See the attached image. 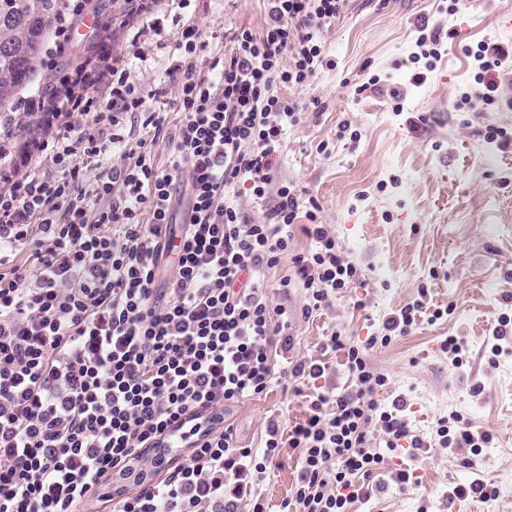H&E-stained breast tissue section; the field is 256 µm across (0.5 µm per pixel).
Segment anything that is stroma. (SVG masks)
Wrapping results in <instances>:
<instances>
[{
  "mask_svg": "<svg viewBox=\"0 0 512 512\" xmlns=\"http://www.w3.org/2000/svg\"><path fill=\"white\" fill-rule=\"evenodd\" d=\"M159 16L136 18L126 0H86L69 14V40L60 67L75 68L93 49L98 33L112 37V58L123 66L147 107L180 122L179 85L167 69L186 28L198 30L209 49L200 57V77L218 80L216 59L231 50L235 30L264 28L262 0H161ZM443 29L441 58L421 83H414L417 21ZM512 44V0H349L324 32L325 59L296 99L305 108L289 127L277 154V180L299 199L301 216L317 212L344 256L360 271L358 281L310 315L302 310L310 293L278 290L294 275L296 254L310 239L296 233L289 254L266 272L272 306L292 315L289 346L273 354L277 381L256 398L227 407L242 445L259 450L268 420L281 428L306 416L307 397L351 384L344 349L329 347L332 333L343 340L378 335L388 317L405 304H423L418 323L370 354L386 377L378 397L398 412L412 434L429 438L439 419L457 415L492 441L479 456L438 448L412 457L408 447L390 455L394 468H409L412 485L389 484L387 492L357 512H512V340L492 354V332L500 315L512 316V70L489 77L498 84L490 106L463 103L477 87L473 57L480 43ZM377 85H370V78ZM59 80L41 59L32 81L16 92L15 120L4 145L40 138L27 105ZM399 92L403 112L393 110ZM350 126L357 139L339 138ZM503 131L507 144L489 141ZM462 338L467 357L451 363L440 344ZM323 357L318 378L293 376L289 361ZM299 464L285 450L266 471L253 474L251 491L267 512H284L298 480ZM492 480L494 500H449L453 487Z\"/></svg>",
  "mask_w": 512,
  "mask_h": 512,
  "instance_id": "obj_1",
  "label": "stroma"
}]
</instances>
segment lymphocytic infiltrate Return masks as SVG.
Wrapping results in <instances>:
<instances>
[{"label":"lymphocytic infiltrate","instance_id":"f902f5d3","mask_svg":"<svg viewBox=\"0 0 512 512\" xmlns=\"http://www.w3.org/2000/svg\"><path fill=\"white\" fill-rule=\"evenodd\" d=\"M265 3L262 35L234 33L215 83L197 74L206 42L185 29L168 69L185 112L175 128L146 108L102 46L38 101L55 171L0 183V512H77L104 475L139 460L195 410L271 386L275 338L291 321L271 309L264 274L290 250L300 206L277 184L274 159L303 111L288 91L322 66V32L347 0ZM101 86L106 97L94 96ZM133 114L165 135L168 166L143 145L92 189L80 187L74 156L123 148L120 128ZM241 182L259 199L275 193L264 221L244 220L233 199ZM304 231L314 246L279 286L311 290L318 308L360 272L324 225ZM419 309L404 305L382 334L350 344V389L316 394L289 433L270 422L262 458L237 444L233 427L207 432L167 469L165 492L142 490L115 512H206L218 498L238 512L252 471L285 448L301 461L295 512H350L384 492L378 474L400 441L477 453L488 432L442 421L429 443L375 397L386 377L369 353L408 332Z\"/></svg>","mask_w":512,"mask_h":512}]
</instances>
